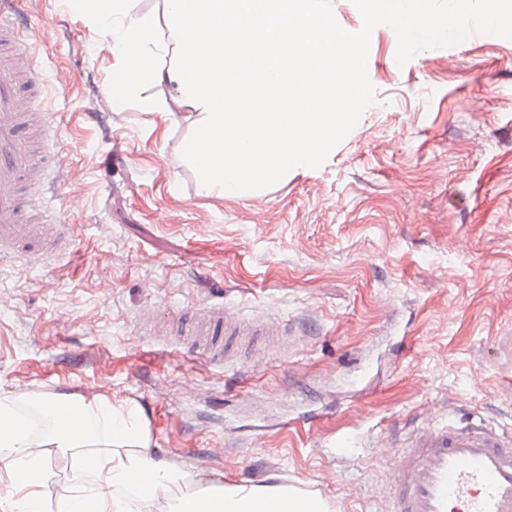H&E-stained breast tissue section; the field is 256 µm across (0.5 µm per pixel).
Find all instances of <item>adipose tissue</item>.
<instances>
[{
    "label": "adipose tissue",
    "mask_w": 512,
    "mask_h": 512,
    "mask_svg": "<svg viewBox=\"0 0 512 512\" xmlns=\"http://www.w3.org/2000/svg\"><path fill=\"white\" fill-rule=\"evenodd\" d=\"M28 403L52 424L43 432L0 399V471L13 476L6 497L10 512H329L317 493L282 485L215 486L189 479L175 496L176 477L150 448L140 411L109 401H63L38 393ZM71 459L76 475L90 483L55 499L44 489L53 475L52 452Z\"/></svg>",
    "instance_id": "adipose-tissue-1"
}]
</instances>
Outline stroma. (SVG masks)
Here are the masks:
<instances>
[{"label": "stroma", "instance_id": "stroma-1", "mask_svg": "<svg viewBox=\"0 0 512 512\" xmlns=\"http://www.w3.org/2000/svg\"><path fill=\"white\" fill-rule=\"evenodd\" d=\"M28 27L67 180L48 203L70 258L0 265V396L38 391L138 408L173 472L318 491L331 512H385L392 454L373 438L459 411L512 431L492 368L512 330V40L475 35L396 63L371 35L381 100L318 168L236 196L199 191L193 118L112 109L108 38L64 0H12ZM223 302L287 322L288 346L206 365L137 320L185 324ZM311 419L291 433L290 420Z\"/></svg>", "mask_w": 512, "mask_h": 512}]
</instances>
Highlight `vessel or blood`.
Returning <instances> with one entry per match:
<instances>
[{
    "instance_id": "b4317fda",
    "label": "vessel or blood",
    "mask_w": 512,
    "mask_h": 512,
    "mask_svg": "<svg viewBox=\"0 0 512 512\" xmlns=\"http://www.w3.org/2000/svg\"><path fill=\"white\" fill-rule=\"evenodd\" d=\"M21 26L0 0V256L41 266L65 254L71 233L59 211L33 203L61 174L46 162L55 119L41 109ZM198 314L208 336L224 339L206 358L224 363L245 333L240 318L210 304ZM396 453L389 512H512V434L464 417L421 427Z\"/></svg>"
}]
</instances>
